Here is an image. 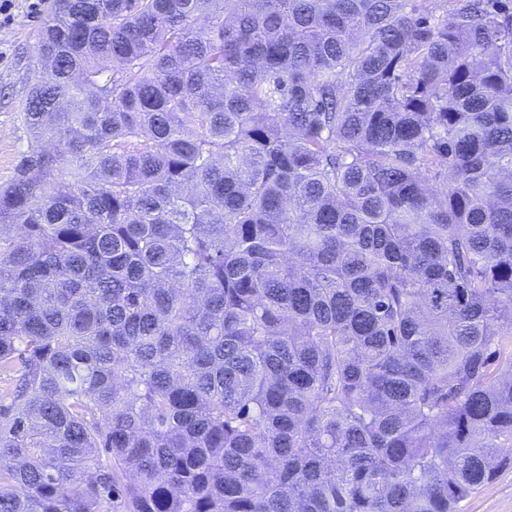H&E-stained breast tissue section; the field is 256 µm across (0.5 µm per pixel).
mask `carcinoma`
<instances>
[{
	"label": "carcinoma",
	"mask_w": 512,
	"mask_h": 512,
	"mask_svg": "<svg viewBox=\"0 0 512 512\" xmlns=\"http://www.w3.org/2000/svg\"><path fill=\"white\" fill-rule=\"evenodd\" d=\"M0 187V512H458L512 464V0H52Z\"/></svg>",
	"instance_id": "cac0c4a2"
}]
</instances>
